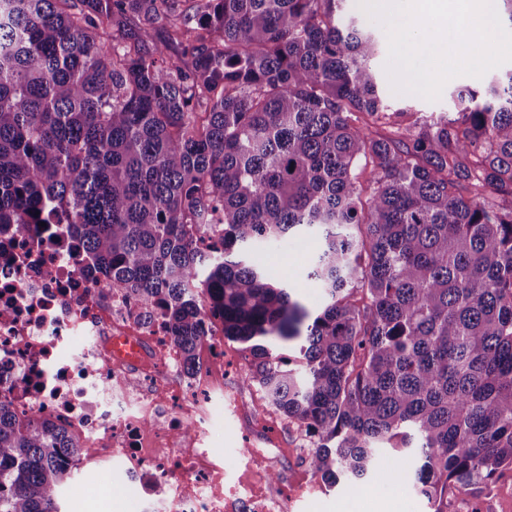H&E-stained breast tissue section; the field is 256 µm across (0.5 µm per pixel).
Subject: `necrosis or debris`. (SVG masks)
Listing matches in <instances>:
<instances>
[{
    "label": "necrosis or debris",
    "instance_id": "1",
    "mask_svg": "<svg viewBox=\"0 0 512 512\" xmlns=\"http://www.w3.org/2000/svg\"><path fill=\"white\" fill-rule=\"evenodd\" d=\"M77 336L87 344L74 347ZM181 370L158 308L84 272L65 233L20 224L0 242V398L106 447L113 490L141 512H285L286 500L321 492L305 460L312 437L270 406L263 419L275 438L249 440L225 469L207 445L224 374L200 370L175 396L167 380ZM282 458L300 476L286 497L266 487Z\"/></svg>",
    "mask_w": 512,
    "mask_h": 512
}]
</instances>
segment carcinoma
Returning a JSON list of instances; mask_svg holds the SVG:
<instances>
[{
  "instance_id": "obj_1",
  "label": "carcinoma",
  "mask_w": 512,
  "mask_h": 512,
  "mask_svg": "<svg viewBox=\"0 0 512 512\" xmlns=\"http://www.w3.org/2000/svg\"><path fill=\"white\" fill-rule=\"evenodd\" d=\"M342 2L0 0V236L65 220L87 272L160 306L187 372L220 319L242 384L318 436L313 475L357 486L407 449L448 512L512 470V71L402 127ZM305 236L314 312L251 260ZM81 455L0 400V512H61Z\"/></svg>"
}]
</instances>
